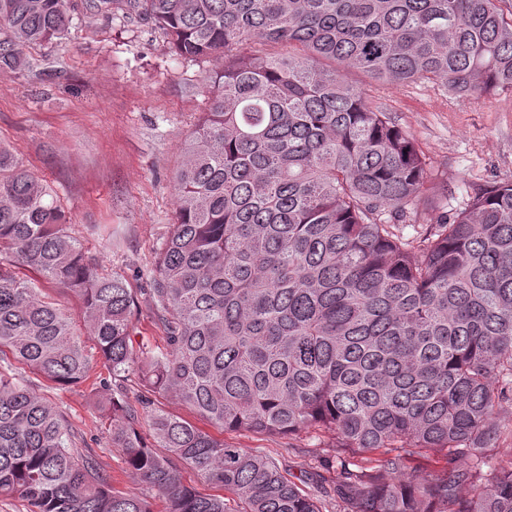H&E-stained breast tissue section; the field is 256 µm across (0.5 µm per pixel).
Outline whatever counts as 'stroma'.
<instances>
[{"mask_svg":"<svg viewBox=\"0 0 512 512\" xmlns=\"http://www.w3.org/2000/svg\"><path fill=\"white\" fill-rule=\"evenodd\" d=\"M31 69L0 76V144L10 147L60 199L72 231L100 272L148 287L154 259L177 207L171 175L184 140L207 107L212 60L175 56L146 21L73 19L56 44L32 50ZM350 84L415 139L433 188L456 197L512 180V91L459 98L441 85H380L358 72ZM93 362L86 383L61 387L40 376L31 382L63 412L79 446L88 448L126 493L143 491L120 449L110 441L112 420L95 407L93 382L107 371ZM225 443L274 459L326 512H339L337 467L343 457L334 432L295 435L224 433Z\"/></svg>","mask_w":512,"mask_h":512,"instance_id":"stroma-1","label":"stroma"}]
</instances>
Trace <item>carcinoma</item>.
<instances>
[{"mask_svg": "<svg viewBox=\"0 0 512 512\" xmlns=\"http://www.w3.org/2000/svg\"><path fill=\"white\" fill-rule=\"evenodd\" d=\"M80 3L224 65L172 173L179 207L145 293L162 349L133 348L138 289L99 273L46 180L0 145V497L28 512H154L156 497L166 512H323L271 459L155 408L162 395L222 432L318 427L381 451L341 463L343 512H512V462L494 454L512 410V180L406 238L430 169L346 79L512 90V0H0V76L62 38ZM255 40L296 52H239ZM41 279L79 300L80 321ZM85 335L108 373L96 392L112 447L147 494L114 490L63 413L9 374L17 362L79 384ZM426 448L463 468L414 483L405 460ZM183 468L232 498L185 485ZM460 483L480 492L460 497Z\"/></svg>", "mask_w": 512, "mask_h": 512, "instance_id": "cac0c4a2", "label": "carcinoma"}]
</instances>
